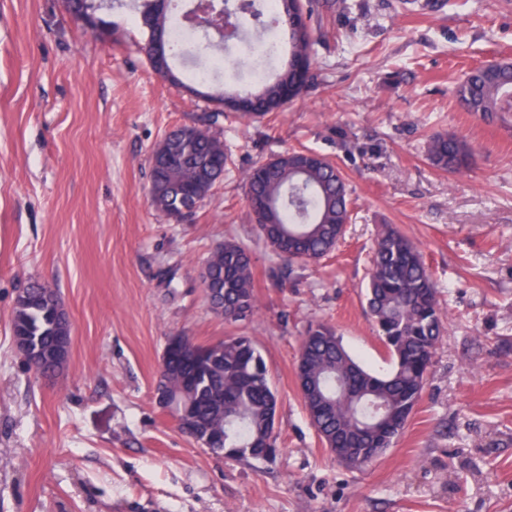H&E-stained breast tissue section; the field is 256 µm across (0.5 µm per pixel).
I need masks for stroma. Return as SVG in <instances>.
Instances as JSON below:
<instances>
[{
	"mask_svg": "<svg viewBox=\"0 0 512 512\" xmlns=\"http://www.w3.org/2000/svg\"><path fill=\"white\" fill-rule=\"evenodd\" d=\"M310 3L314 84L283 112L219 117L228 170L176 222L151 204V153L212 103L151 69L131 7L102 11L104 38L62 0H0V512H512V113L457 100L472 69L512 62V0ZM438 132L473 146L467 176L427 160ZM289 149L339 167L353 220L281 283L241 175ZM382 224L419 244L445 332L403 434L350 468L319 440L295 367L325 322L368 369H391L365 300ZM227 240L248 251L259 304L236 323L200 284ZM35 280L72 327L52 379L11 331ZM174 335L256 343L279 397L273 458L219 459L178 432L153 393Z\"/></svg>",
	"mask_w": 512,
	"mask_h": 512,
	"instance_id": "1",
	"label": "stroma"
}]
</instances>
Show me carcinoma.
<instances>
[{
  "label": "carcinoma",
  "instance_id": "1",
  "mask_svg": "<svg viewBox=\"0 0 512 512\" xmlns=\"http://www.w3.org/2000/svg\"><path fill=\"white\" fill-rule=\"evenodd\" d=\"M141 25L159 35L164 48V68H153L170 83L184 86L171 58L175 33L209 35L190 23V14L168 9L174 0H134ZM294 8L305 14L304 0H273L265 12L258 0H240L234 30L250 20L256 32L269 27L267 15L288 34V58H303L312 66L309 28L291 30ZM189 91L231 105L244 118L261 117L285 108L280 76L247 91ZM467 112L487 117L512 112V62H493L467 74L457 91ZM427 157L442 171L464 175L472 165L474 150L456 135L435 133L427 142ZM308 152L289 150L274 155L244 172L247 199L274 204L275 222L267 225L270 248L288 271L301 262H316L332 253L351 221V202L344 177L326 159L308 164ZM226 162L224 142L216 135L187 128L175 136L167 153L152 151L151 202L163 216L184 219L213 185L210 172ZM206 265L213 287L223 290L224 320L240 321L256 307L251 258L233 240L216 246ZM438 291L414 241L393 224L380 226L366 290L367 307L378 336L387 349L392 368L374 373L343 346L335 330L319 324L308 330L300 352L309 361L319 383L301 394L303 406L320 440L339 461L349 454L354 466L372 462L391 446L406 427L421 398L427 375L443 333ZM59 296L51 288L32 282L18 296L12 334L25 336L30 347L49 349L66 334L69 321L57 317ZM169 382L190 379L189 414L195 430L192 439L216 456L268 459L275 455V415L278 396L272 388L266 363L251 340L228 336L209 344L185 337L168 360Z\"/></svg>",
  "mask_w": 512,
  "mask_h": 512
}]
</instances>
